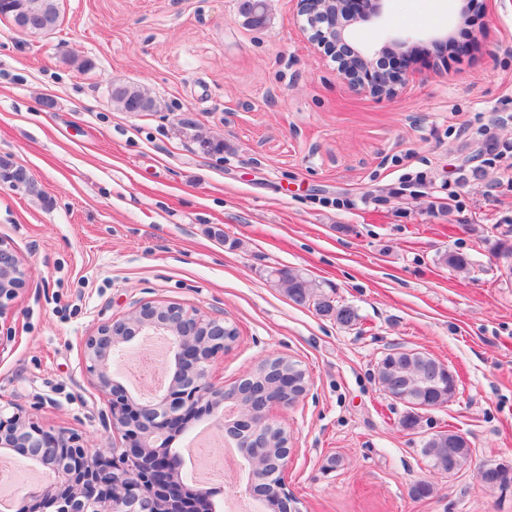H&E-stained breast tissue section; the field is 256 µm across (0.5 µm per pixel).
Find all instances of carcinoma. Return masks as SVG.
<instances>
[{
	"instance_id": "carcinoma-1",
	"label": "carcinoma",
	"mask_w": 512,
	"mask_h": 512,
	"mask_svg": "<svg viewBox=\"0 0 512 512\" xmlns=\"http://www.w3.org/2000/svg\"><path fill=\"white\" fill-rule=\"evenodd\" d=\"M10 2L14 11L31 16L32 24L24 31L26 35H41L43 25L55 27L58 24L59 16L54 10L55 0ZM266 10V0H243L241 4L242 14L253 27H261L266 23ZM111 98L123 112L128 111L129 102L134 98L141 100L140 111L151 112L154 109V101L134 85L113 87ZM0 180L21 181L26 188H32V179L21 168L14 167L4 159H0ZM441 263L455 271H462L471 266V259L466 254L448 251L441 256ZM277 279L285 286L288 297L298 305L306 304L311 293L321 288L315 281L291 269L277 270ZM436 363L437 359L426 352L393 348L377 362L375 377L381 387L398 401L442 408L455 397L456 382L454 376L443 374L442 369L436 367ZM287 373L295 376L298 383H303L300 366L285 357L265 361L251 372L250 380L272 386ZM422 454L434 468L450 475L462 470L472 458L468 440L451 429L436 432L425 439ZM251 479L264 489V506L276 508L279 486L264 473L255 474Z\"/></svg>"
}]
</instances>
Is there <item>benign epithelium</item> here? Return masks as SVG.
Masks as SVG:
<instances>
[{
  "instance_id": "benign-epithelium-1",
  "label": "benign epithelium",
  "mask_w": 512,
  "mask_h": 512,
  "mask_svg": "<svg viewBox=\"0 0 512 512\" xmlns=\"http://www.w3.org/2000/svg\"><path fill=\"white\" fill-rule=\"evenodd\" d=\"M381 2L297 0V16L306 21L309 41L337 63L350 84L376 97H390L402 71L377 69L375 53L365 48L347 55L341 50L348 44V27L378 17ZM30 278L27 265L0 239V320L8 319ZM229 330L218 315H204L177 302L146 300L86 337L82 369L107 397L112 429L126 441L117 456L93 453L75 432L46 428L20 409L10 414L0 407V449L13 450L57 475L46 486L29 488L20 512H215L212 489L185 477L184 459L169 444L188 430L194 418L219 410L244 427L245 439L226 425L220 430L236 447L249 449L252 468L268 472L278 482L282 490L278 512H288L289 449L282 451L281 459L270 461V447L284 430L267 422L266 409L272 404L290 407L301 393L288 387L286 376L278 381L283 393L277 398L266 386L248 383L249 403L224 409V387L209 379L208 366L228 348ZM138 336L166 339L172 377L164 392L136 402L112 380L111 366Z\"/></svg>"
}]
</instances>
